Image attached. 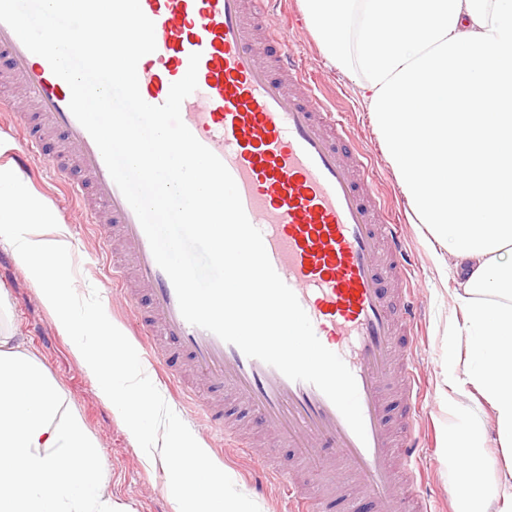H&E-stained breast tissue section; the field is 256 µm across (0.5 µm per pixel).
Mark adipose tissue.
Instances as JSON below:
<instances>
[{
    "label": "adipose tissue",
    "instance_id": "ef3b65f1",
    "mask_svg": "<svg viewBox=\"0 0 512 512\" xmlns=\"http://www.w3.org/2000/svg\"><path fill=\"white\" fill-rule=\"evenodd\" d=\"M329 64L349 77L457 303L463 339L449 406L473 391L512 449V0H299ZM454 264H447V256ZM44 367L0 336V512H111L99 444ZM484 435L443 453L455 512H512V482L474 470Z\"/></svg>",
    "mask_w": 512,
    "mask_h": 512
}]
</instances>
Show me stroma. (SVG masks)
<instances>
[{
    "label": "stroma",
    "mask_w": 512,
    "mask_h": 512,
    "mask_svg": "<svg viewBox=\"0 0 512 512\" xmlns=\"http://www.w3.org/2000/svg\"><path fill=\"white\" fill-rule=\"evenodd\" d=\"M285 16L288 20L285 30L288 48L300 55L307 74L314 82L335 88V104L342 109L356 140L371 154L376 181L395 207L405 209L406 202L397 186L393 169L384 156L370 125L367 107L354 83L325 60L307 28L298 0H285ZM25 178L35 195L53 204L71 234L70 254L76 292L85 296L90 289H97L109 320L131 343H138L126 302L112 286L110 256L103 248L96 227L86 223L41 153L33 154ZM423 230V225L413 223L406 224L404 228L417 260L415 299L423 312L418 329L417 370L423 385L419 419L411 421L403 405L398 403L391 412L392 427L394 438L399 442L413 429L424 432L421 462L429 469L432 479L431 512H453L448 463L442 453L445 430L474 425L485 433L486 453L478 467L486 485L493 486L499 482L504 459L490 410L456 415L449 411L448 402L440 392L444 376L450 371L462 370L466 347L464 342L448 334V315L453 299L441 283L427 250ZM0 290L6 292L9 304L8 314L0 315V329L10 332L14 342L21 344L23 350L44 366L59 386L65 404L79 414L86 431L98 442L101 462L109 473L103 491L105 498L111 501L116 512H174L173 502L167 493L169 475L166 466L159 463L149 467L143 463L117 412L97 397L93 377L81 367L67 337L55 327L26 273L20 267H13L11 278L0 280ZM146 373L161 390L166 403L175 409L211 454L223 463L236 487L244 494L253 495L249 481L253 473L261 471L262 451L270 445L265 432L251 429L252 451L243 454L232 441L224 439L210 426L188 390L168 389L154 367H147ZM253 497L260 512H290L291 494L278 484H268L264 495Z\"/></svg>",
    "instance_id": "35a3bbf8"
}]
</instances>
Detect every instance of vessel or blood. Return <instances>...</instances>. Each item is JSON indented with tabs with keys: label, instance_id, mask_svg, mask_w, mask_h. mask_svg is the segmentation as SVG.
I'll return each mask as SVG.
<instances>
[{
	"label": "vessel or blood",
	"instance_id": "b4317fda",
	"mask_svg": "<svg viewBox=\"0 0 512 512\" xmlns=\"http://www.w3.org/2000/svg\"><path fill=\"white\" fill-rule=\"evenodd\" d=\"M270 2L140 0L154 23L156 49L138 62L139 91L148 104H163L191 54H199L198 88L183 101L182 120L223 161L275 271L321 343L353 373L363 441L316 386L289 380L185 321L135 212L69 108V85L3 23L0 56L34 119L59 137L50 168L104 238L122 244L114 285L169 384H183L171 366L181 357L205 383L200 407L214 429H226V397L272 435L274 447L291 448L294 466L276 470L279 480L309 470L331 492L357 486L374 512H405L408 498L421 495L412 475L419 439L395 443L388 409L393 384H401L409 408L419 387L410 333L413 263L402 225L392 222L371 180L369 155L354 146L342 114L329 109L286 50Z\"/></svg>",
	"mask_w": 512,
	"mask_h": 512
}]
</instances>
